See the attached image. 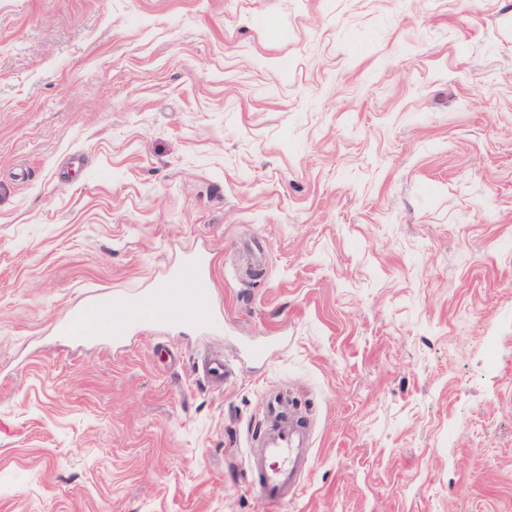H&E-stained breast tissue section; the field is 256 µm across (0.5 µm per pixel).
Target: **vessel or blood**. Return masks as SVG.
I'll return each mask as SVG.
<instances>
[{"mask_svg":"<svg viewBox=\"0 0 512 512\" xmlns=\"http://www.w3.org/2000/svg\"><path fill=\"white\" fill-rule=\"evenodd\" d=\"M206 267V259L198 258L179 268L178 300L167 301L166 290L159 289L129 294L106 304L95 303L76 313V324L68 333L108 336L113 343L121 344L137 326L166 327L196 321L202 314V300L208 290ZM267 412L272 424L258 437V447L249 456V470L250 483L262 504L274 507L297 493V476L303 464L308 463L310 450L306 446V429L285 404L270 401Z\"/></svg>","mask_w":512,"mask_h":512,"instance_id":"1","label":"vessel or blood"}]
</instances>
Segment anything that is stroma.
Wrapping results in <instances>:
<instances>
[{
  "mask_svg": "<svg viewBox=\"0 0 512 512\" xmlns=\"http://www.w3.org/2000/svg\"><path fill=\"white\" fill-rule=\"evenodd\" d=\"M276 397L279 512H512V0H0V512H261ZM207 260L198 258L184 263L177 272L181 288V299L168 302L166 289H157L148 293H133L112 300L106 304H92L75 314L73 325L69 328L71 336H111L112 344L124 343L130 331L136 326L166 327L189 324L201 317L202 299L208 291L205 275ZM194 302L187 307L186 302ZM91 321V328H77V324ZM271 425L256 439L258 448L249 456L250 483L263 505L278 506L297 493V476L309 462L308 433L285 404H267ZM273 424H277L273 427Z\"/></svg>",
  "mask_w": 512,
  "mask_h": 512,
  "instance_id": "obj_1",
  "label": "stroma"
}]
</instances>
